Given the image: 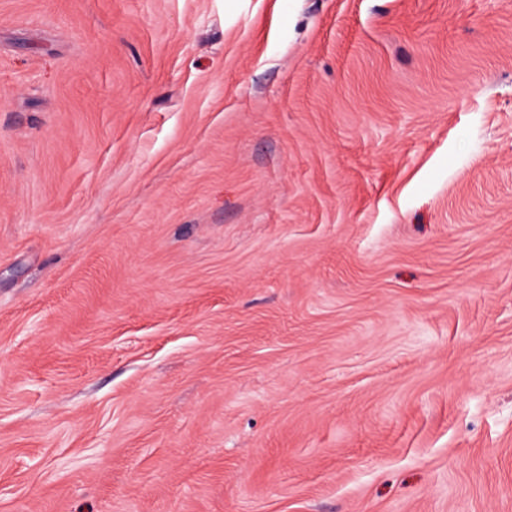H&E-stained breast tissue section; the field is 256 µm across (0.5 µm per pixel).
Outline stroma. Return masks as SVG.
<instances>
[{
  "label": "stroma",
  "mask_w": 512,
  "mask_h": 512,
  "mask_svg": "<svg viewBox=\"0 0 512 512\" xmlns=\"http://www.w3.org/2000/svg\"><path fill=\"white\" fill-rule=\"evenodd\" d=\"M0 512H512V0H0Z\"/></svg>",
  "instance_id": "obj_1"
}]
</instances>
